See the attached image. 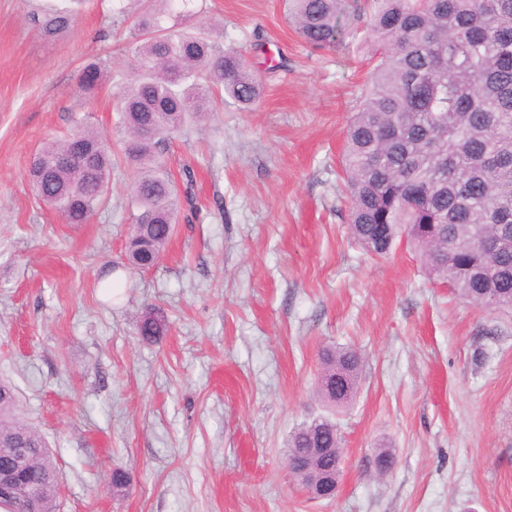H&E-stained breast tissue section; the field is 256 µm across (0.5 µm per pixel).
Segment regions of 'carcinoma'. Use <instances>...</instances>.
Segmentation results:
<instances>
[{"mask_svg": "<svg viewBox=\"0 0 512 512\" xmlns=\"http://www.w3.org/2000/svg\"><path fill=\"white\" fill-rule=\"evenodd\" d=\"M172 0H150L128 51L137 72L119 94L123 155L135 168L128 207L135 211L127 245L129 268L153 266L165 250L183 205L166 157L171 136L203 120L217 104L253 105L261 83L234 48L208 33L177 31ZM367 29L375 64L352 115L343 155L353 239L376 256L405 240L432 278L478 306L512 313V0H369ZM344 0H288V17L315 49L336 46L348 27ZM107 74L87 65L80 92L94 99ZM75 142L86 159L62 162ZM46 170L28 173L40 201L68 224H85L103 205L112 177V151L98 131L78 127L43 145ZM496 245L495 252L485 249ZM168 322L147 310L142 339L164 336ZM358 354L321 356L317 397L329 407L349 404L357 390ZM0 434L30 448L24 478L53 509L56 467L40 433L12 405ZM336 422L321 417L297 427L288 449L341 448ZM336 470V454L307 459L293 472Z\"/></svg>", "mask_w": 512, "mask_h": 512, "instance_id": "carcinoma-1", "label": "carcinoma"}]
</instances>
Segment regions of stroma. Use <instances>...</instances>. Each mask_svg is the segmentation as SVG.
Wrapping results in <instances>:
<instances>
[{
  "label": "stroma",
  "mask_w": 512,
  "mask_h": 512,
  "mask_svg": "<svg viewBox=\"0 0 512 512\" xmlns=\"http://www.w3.org/2000/svg\"><path fill=\"white\" fill-rule=\"evenodd\" d=\"M112 4L0 0V381L56 461L55 512H512V317L460 300L405 244L377 258L350 236L339 160L367 33L315 51L284 0L181 11L179 26L223 28L263 94L168 142L172 172L194 170L197 209L131 273L129 166L85 224L63 223L28 182L33 155L78 125L121 146L113 106L143 0L121 18ZM57 10L69 26L45 33ZM98 60L108 77L89 104L78 79ZM148 307L170 325L154 343L138 333ZM336 348L362 367L355 401L333 411L315 388ZM319 416L343 436L330 499L287 466L289 435ZM380 443L394 457L383 476Z\"/></svg>",
  "instance_id": "1"
}]
</instances>
